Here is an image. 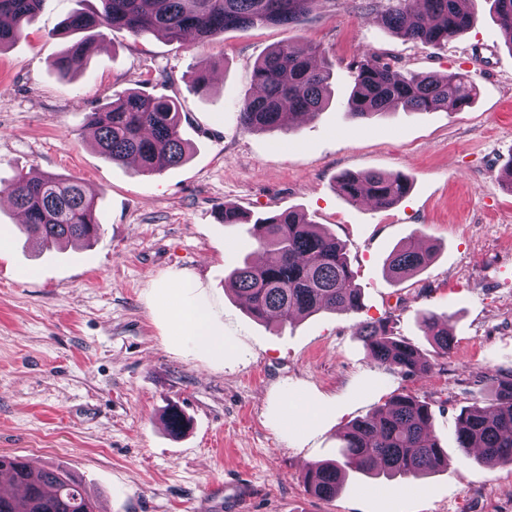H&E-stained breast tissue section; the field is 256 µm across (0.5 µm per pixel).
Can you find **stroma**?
I'll return each mask as SVG.
<instances>
[{
	"label": "stroma",
	"mask_w": 512,
	"mask_h": 512,
	"mask_svg": "<svg viewBox=\"0 0 512 512\" xmlns=\"http://www.w3.org/2000/svg\"><path fill=\"white\" fill-rule=\"evenodd\" d=\"M367 2L319 0L299 26L208 39L115 32L64 75L50 62L83 4L46 0L0 52V226L18 223L8 187L31 169L79 180L102 223L89 247L44 250L17 232L0 252V455L67 467L96 512H227L228 483L245 489L239 512H512V465H479L455 442L461 411L512 371V191L500 179L512 163V48L485 0L441 47L389 31L386 0ZM288 41L318 48L333 69L327 106L287 128L242 129L256 61ZM366 51L414 74H470L478 95L454 112L353 118L347 66ZM205 65L213 78L198 91ZM124 90L178 100L185 163L147 174L99 155L86 116ZM372 171L408 176L409 194L385 210L340 194V176ZM227 204L253 218L294 209L334 234L362 312L281 328L249 316L227 274L254 247L249 225L215 223ZM411 236L433 259L394 281L386 259ZM174 269L198 277L223 322V362L169 336L155 284ZM426 310L448 317L447 356L434 357L421 329ZM384 317L432 359L427 374L374 364L357 325ZM399 393L430 405L447 466L411 482L352 473L331 499L308 492L307 471L338 458L345 428ZM288 400L316 409L310 427L287 422ZM171 404L191 433H167Z\"/></svg>",
	"instance_id": "35a3bbf8"
}]
</instances>
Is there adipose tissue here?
I'll list each match as a JSON object with an SVG mask.
<instances>
[{"label":"adipose tissue","mask_w":512,"mask_h":512,"mask_svg":"<svg viewBox=\"0 0 512 512\" xmlns=\"http://www.w3.org/2000/svg\"><path fill=\"white\" fill-rule=\"evenodd\" d=\"M172 320L175 340L188 341L215 360L224 358V329L209 302L196 294L198 281L188 271L178 270L158 282Z\"/></svg>","instance_id":"ef3b65f1"}]
</instances>
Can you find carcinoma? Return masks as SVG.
Masks as SVG:
<instances>
[{
	"label": "carcinoma",
	"mask_w": 512,
	"mask_h": 512,
	"mask_svg": "<svg viewBox=\"0 0 512 512\" xmlns=\"http://www.w3.org/2000/svg\"><path fill=\"white\" fill-rule=\"evenodd\" d=\"M98 6L75 13L65 33L97 30L96 37L72 41L52 66L66 74L79 60L91 56L98 39L125 31L133 37L161 33L180 40L187 33L210 38L231 29L267 24L298 26L319 0H97ZM383 22L392 32L425 46H441L474 23L476 0H388ZM44 0H0V51L23 33ZM496 21L512 46V0H492ZM317 50L304 51L293 43L271 48L254 66L253 91L238 113L245 130L283 128L295 117H316L331 91L334 73L314 63ZM349 113L369 119L390 109L406 112H453L468 104L476 84L468 74L419 76L379 63L370 52L351 63ZM95 129L98 152L123 165L131 159L146 172L182 164L188 144L180 135L177 101L138 91L112 96V102L88 116ZM339 192L353 203L388 209L404 198L409 181L401 174L370 172L345 175ZM14 206L23 212L22 232L49 250L69 240L91 242L99 230L95 198L68 177L18 173L9 186ZM252 239L266 252L262 264L244 261L229 274L237 295L246 301L253 318L280 326L322 311L357 314L364 308L345 245L297 211L285 210L255 220ZM433 254L411 236L387 259L389 275L398 280L425 268ZM421 326L439 356L454 347L448 319L434 311L422 314ZM373 361L381 368L405 375L424 374L428 361L412 344L393 333L389 318L359 325ZM168 431L188 420L181 410L163 414ZM428 403L396 395L389 409L377 410L352 422L341 436V459L320 463L305 475L309 490L333 498L345 485V474L386 478H418L447 463L448 456L431 434ZM456 443L467 454L478 449L477 460L489 467L512 464V374L499 375L494 396L475 404L457 420ZM14 493L0 497V512H94L82 481L68 470L50 466L38 472L19 457L0 456V477Z\"/></svg>",
	"instance_id": "1"
}]
</instances>
